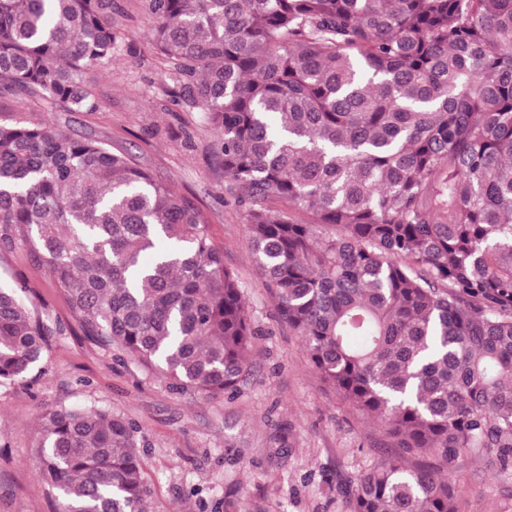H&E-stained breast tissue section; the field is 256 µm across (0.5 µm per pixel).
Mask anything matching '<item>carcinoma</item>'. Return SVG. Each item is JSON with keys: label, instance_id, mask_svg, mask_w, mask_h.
Instances as JSON below:
<instances>
[{"label": "carcinoma", "instance_id": "1", "mask_svg": "<svg viewBox=\"0 0 512 512\" xmlns=\"http://www.w3.org/2000/svg\"><path fill=\"white\" fill-rule=\"evenodd\" d=\"M175 102L213 156L278 318L400 454L350 512H457L453 468L512 469V0H146ZM116 0H0V85L76 111L112 61ZM46 266L78 330L177 392L232 394L256 333L195 200L53 125H0V248ZM0 287V384L54 337ZM142 428L96 405L40 417L60 512H145Z\"/></svg>", "mask_w": 512, "mask_h": 512}]
</instances>
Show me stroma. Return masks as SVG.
Wrapping results in <instances>:
<instances>
[{
	"label": "stroma",
	"mask_w": 512,
	"mask_h": 512,
	"mask_svg": "<svg viewBox=\"0 0 512 512\" xmlns=\"http://www.w3.org/2000/svg\"><path fill=\"white\" fill-rule=\"evenodd\" d=\"M111 63L85 82L100 109L79 112L0 89V124H53L133 156L195 199L212 245L239 278L257 336L251 375L232 395L176 393L106 353L78 330L50 273L22 249L0 251V282L24 279L63 327L26 384L0 386V512H59L30 450L45 407L95 403L148 437V512H349L345 489L394 456L381 427L342 403L310 362L301 336L276 317L248 245L244 213L226 191L204 113L171 106L168 65L151 43L145 0H118ZM458 512H512V469L475 458L453 475Z\"/></svg>",
	"instance_id": "obj_1"
}]
</instances>
